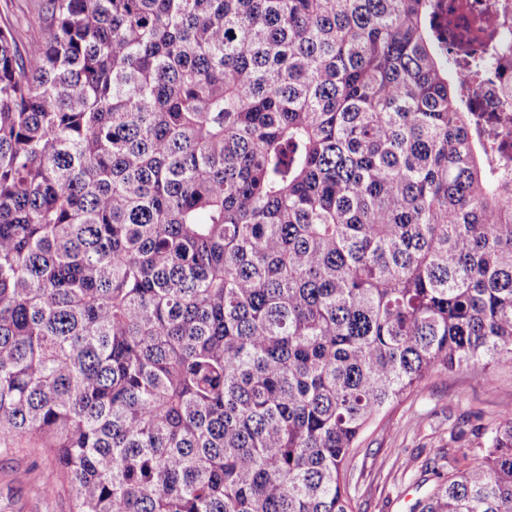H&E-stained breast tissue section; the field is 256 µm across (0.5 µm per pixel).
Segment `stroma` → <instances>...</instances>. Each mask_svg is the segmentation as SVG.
Masks as SVG:
<instances>
[{
  "instance_id": "obj_1",
  "label": "stroma",
  "mask_w": 512,
  "mask_h": 512,
  "mask_svg": "<svg viewBox=\"0 0 512 512\" xmlns=\"http://www.w3.org/2000/svg\"><path fill=\"white\" fill-rule=\"evenodd\" d=\"M511 411L512 366L491 367L480 379L465 371L428 377L363 433L350 466L355 512H413L438 481L435 462L474 454L479 423ZM457 425L467 433L461 447L450 440ZM36 484L52 485L53 494L32 495ZM72 498L46 449H0V512H70Z\"/></svg>"
}]
</instances>
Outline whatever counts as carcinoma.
<instances>
[{
    "label": "carcinoma",
    "instance_id": "1",
    "mask_svg": "<svg viewBox=\"0 0 512 512\" xmlns=\"http://www.w3.org/2000/svg\"><path fill=\"white\" fill-rule=\"evenodd\" d=\"M440 8L3 0L0 448L73 512H353L372 422L512 366V65ZM483 435L420 512H512Z\"/></svg>",
    "mask_w": 512,
    "mask_h": 512
}]
</instances>
